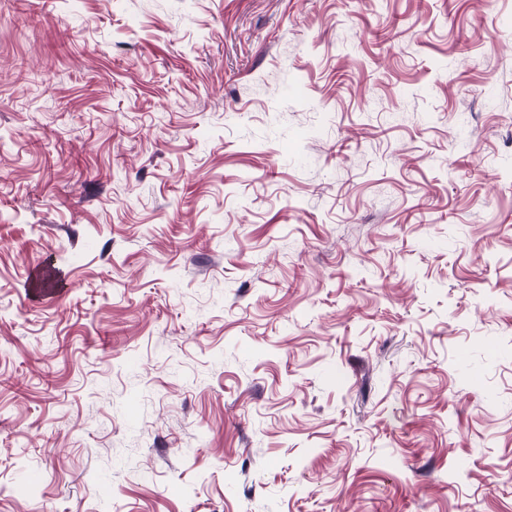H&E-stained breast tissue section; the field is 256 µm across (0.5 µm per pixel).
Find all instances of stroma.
Returning a JSON list of instances; mask_svg holds the SVG:
<instances>
[{
  "mask_svg": "<svg viewBox=\"0 0 512 512\" xmlns=\"http://www.w3.org/2000/svg\"><path fill=\"white\" fill-rule=\"evenodd\" d=\"M0 512H512V0H0Z\"/></svg>",
  "mask_w": 512,
  "mask_h": 512,
  "instance_id": "35a3bbf8",
  "label": "stroma"
}]
</instances>
